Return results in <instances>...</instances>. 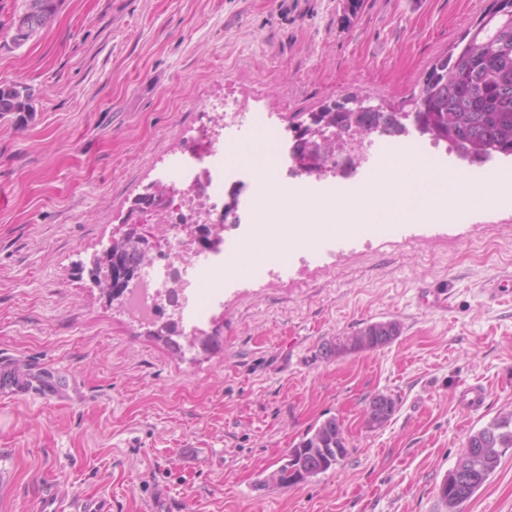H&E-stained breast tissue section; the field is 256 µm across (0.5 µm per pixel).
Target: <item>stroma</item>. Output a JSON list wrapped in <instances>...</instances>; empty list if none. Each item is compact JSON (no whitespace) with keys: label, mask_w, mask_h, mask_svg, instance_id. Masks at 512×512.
I'll list each match as a JSON object with an SVG mask.
<instances>
[{"label":"stroma","mask_w":512,"mask_h":512,"mask_svg":"<svg viewBox=\"0 0 512 512\" xmlns=\"http://www.w3.org/2000/svg\"><path fill=\"white\" fill-rule=\"evenodd\" d=\"M488 0H64L23 47L0 0V81L33 92L0 117V354L60 374L69 400L0 397V512H38L48 486L112 512H448L439 487L468 435L512 410V207L402 225L333 227L336 251L224 291L200 336L133 324L90 276L130 202L232 100L282 130L348 95L411 100ZM448 291L432 306V289ZM393 320L388 346L325 344ZM485 390L476 407L469 387ZM377 395L396 410L371 429ZM348 456L288 488L260 475L313 424ZM461 512H512V448Z\"/></svg>","instance_id":"35a3bbf8"}]
</instances>
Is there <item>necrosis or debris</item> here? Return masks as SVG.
<instances>
[{
	"mask_svg": "<svg viewBox=\"0 0 512 512\" xmlns=\"http://www.w3.org/2000/svg\"><path fill=\"white\" fill-rule=\"evenodd\" d=\"M238 119V112L225 113L222 130L204 132L173 164L185 185L169 209L170 224L181 227L194 219L200 204L214 203L216 243L197 253L186 251L178 237L163 240L156 262L140 267L135 285L124 294V308L133 321H153L170 307L179 324L198 328L220 306L227 274L247 277L272 271L270 262L247 252L245 242L252 234V225L242 223L238 213L224 210L223 204L240 184L244 171L276 163L282 135L261 113L251 117L250 136L229 135V128ZM485 185V173L474 169L469 175L468 193L435 189L431 202L436 218L465 207L479 210L512 202V175L502 174L493 191H486Z\"/></svg>",
	"mask_w": 512,
	"mask_h": 512,
	"instance_id": "necrosis-or-debris-1",
	"label": "necrosis or debris"
}]
</instances>
